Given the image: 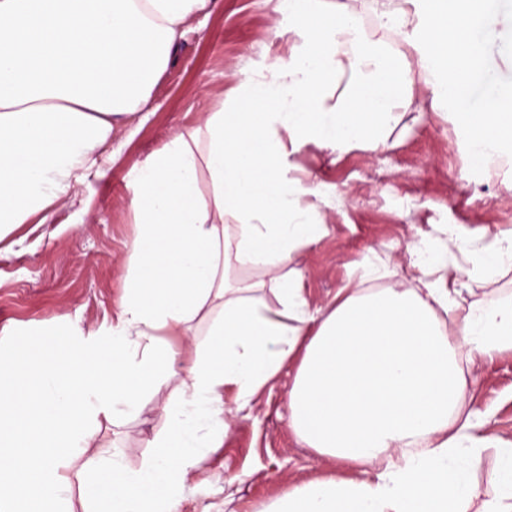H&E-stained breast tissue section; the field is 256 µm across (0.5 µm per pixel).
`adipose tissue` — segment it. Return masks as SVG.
<instances>
[{
	"instance_id": "ef3b65f1",
	"label": "adipose tissue",
	"mask_w": 512,
	"mask_h": 512,
	"mask_svg": "<svg viewBox=\"0 0 512 512\" xmlns=\"http://www.w3.org/2000/svg\"><path fill=\"white\" fill-rule=\"evenodd\" d=\"M213 5L0 0V234L76 205L72 185L102 172L95 149L147 104L185 21ZM282 6L295 36L288 60L246 74L202 127L175 133L128 181L136 230L112 321L0 346V512H73L76 485L83 512H177L203 449L223 445L231 418L292 358L289 427L364 477L294 485L257 512H512V442L460 413L465 364L512 352V298L460 307L449 263L460 254L471 277L493 279L512 268V234L488 250L454 224L421 235L408 248L419 273L410 287H376L381 268L367 252L324 312L309 311L291 267L327 231L304 202L313 187L289 174L291 149L387 148L408 64L430 76L436 108L449 83L464 82L456 114L473 157L512 149V104L500 102L496 77L470 79L459 64L481 54L493 29L473 10L427 0L417 40L406 12L385 7L378 25L402 37L393 55L347 6ZM238 266L272 274L278 307L258 286L232 284ZM202 320L205 336H193ZM160 392L165 429L130 468L108 431ZM487 448L496 486L481 501L470 460Z\"/></svg>"
}]
</instances>
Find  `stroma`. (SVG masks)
<instances>
[{
  "label": "stroma",
  "mask_w": 512,
  "mask_h": 512,
  "mask_svg": "<svg viewBox=\"0 0 512 512\" xmlns=\"http://www.w3.org/2000/svg\"><path fill=\"white\" fill-rule=\"evenodd\" d=\"M290 20L280 0H216L193 16L151 90L149 109L127 115L99 148L105 175L75 184L83 210L61 207L42 224H21L0 238V338L51 323L95 329L111 320L122 294L125 260L135 226L126 184L174 133L202 124L208 107L236 87L252 62L287 59L291 44L274 29ZM484 65L512 80V10L494 22ZM412 94L384 151L339 152L314 143L289 158L294 176L318 187L310 202L328 232L295 256L310 310L327 309L367 250L386 274L382 285L410 281L407 244L417 231L455 224L479 233L477 248L512 232V163H476L469 132L454 110L431 107V90L411 68ZM288 362L252 401L250 415L232 422L219 448L205 452L186 482L177 512H257L288 486L314 478L359 479L361 469L331 462L302 444L288 426ZM464 408L482 433L512 441V353L468 368ZM165 393L147 398L133 421L111 428L110 440L128 466L150 455L147 435L162 428Z\"/></svg>",
  "instance_id": "obj_1"
}]
</instances>
